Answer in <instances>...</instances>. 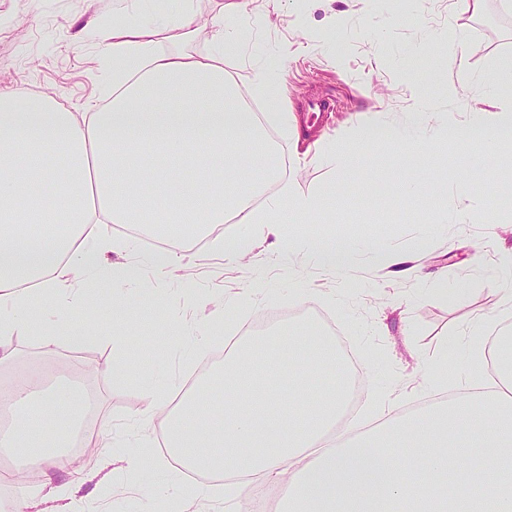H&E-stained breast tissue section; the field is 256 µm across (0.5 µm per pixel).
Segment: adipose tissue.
<instances>
[{"instance_id": "adipose-tissue-1", "label": "adipose tissue", "mask_w": 512, "mask_h": 512, "mask_svg": "<svg viewBox=\"0 0 512 512\" xmlns=\"http://www.w3.org/2000/svg\"><path fill=\"white\" fill-rule=\"evenodd\" d=\"M180 4L168 25L143 17L98 30L112 80L86 112H69L47 95L20 109L12 93L0 92V362L13 357L37 302L54 315L53 328L39 334L50 357L57 329L98 302L81 276L111 278L116 297L140 277V263L109 261L108 252L126 244L99 232L104 223L190 224L199 233L231 214L274 236L280 251L310 248L335 271L354 259L357 244L285 231L322 210L320 197L284 172L301 155H282L224 67L225 56L244 53L239 29L220 10L199 26L196 0ZM200 38L213 51L195 50ZM248 88L282 126L296 124L281 64L252 68ZM400 137L424 158L452 138L494 149L512 141V104L428 133L361 119L329 150L337 169L354 176L364 143ZM54 154L62 164L51 162ZM271 184L275 192L265 195ZM265 345L257 338L232 346L221 372L181 410L170 411L165 393L149 392L145 415L160 418L169 455L224 476L223 484L197 485L170 474L173 503L233 501L287 472L288 512H512V375L489 393L329 442L344 406L342 380L311 393L300 411L298 380L283 374ZM215 389L222 403L210 399ZM0 412L10 418L0 447L23 459L8 475L17 484L13 512L43 503L50 512H84L83 499L63 498L58 485L61 476L81 474L71 434L83 395L65 381L43 389L31 373L0 400Z\"/></svg>"}]
</instances>
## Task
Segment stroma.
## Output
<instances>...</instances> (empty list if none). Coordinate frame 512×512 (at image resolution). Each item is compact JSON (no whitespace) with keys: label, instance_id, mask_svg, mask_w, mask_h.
Listing matches in <instances>:
<instances>
[{"label":"stroma","instance_id":"obj_1","mask_svg":"<svg viewBox=\"0 0 512 512\" xmlns=\"http://www.w3.org/2000/svg\"><path fill=\"white\" fill-rule=\"evenodd\" d=\"M134 12L131 0H0V91L16 93L21 104L28 95L43 92L70 111H85L112 68L94 33ZM228 21L244 29L248 39V60L224 59L240 78L287 48L283 68L303 149L373 114L406 128L423 111L432 129L450 116L460 122L467 113L493 112L499 104L512 103V82L501 84L495 99L485 83L499 60L512 56V0H481L467 13L456 11L453 0H386L382 8L376 0H266L257 17L232 15ZM459 36L472 47L464 57L465 81L459 77L463 71L437 63L438 48ZM452 82L459 85L455 99L447 91ZM473 153L481 163L471 169L470 178L480 191L494 184L495 205L506 221L493 227L477 214L463 224H444L434 236L427 233L429 224L439 213H452L455 199L410 195L405 185L424 174L441 179L446 172L442 156H433L424 171L401 145L374 141L362 147L358 158L365 179L343 176L315 157L297 169L299 186L324 201L321 215L305 225V232L360 243L385 240L396 250L418 252L411 274L376 265L363 249L339 276L308 252L282 254L266 241L258 242L250 265L242 268L229 263L220 245L257 239L259 227L230 216L184 242V269L166 277L148 271L129 284L122 303L125 319L113 317L111 280L89 279L100 303L92 311L77 312L69 328L71 335H87V343L61 340L56 357L43 360L32 333L20 334L18 357L0 365V387L35 369L50 380L72 375L95 399L98 415L87 423L88 431L98 432L108 421L111 448L155 451L158 426L142 420L151 385L164 383L182 393L218 350L244 338L246 327L269 313L302 308L321 310L341 330L363 375L354 412L361 424L430 409L436 400L432 385L443 374L452 393L468 384L477 366L482 384H489L493 372L488 362L476 366L452 355L442 366L434 359L437 348L474 318L503 329L512 325V316H505L499 303L498 269L500 252L512 247V168L503 162L512 155V144L494 150L454 147L458 159ZM292 269L302 276L300 288L289 284ZM436 278L445 282V294L429 288ZM148 289L161 298L160 308H144ZM175 323L211 329V343L189 352L182 337L169 333ZM128 330L135 336L123 352L134 376L116 387L106 375L113 355L109 339ZM109 450L85 456L78 496L98 502L103 512H138L143 490L151 489V512H172L163 473L152 468L126 473Z\"/></svg>","mask_w":512,"mask_h":512}]
</instances>
